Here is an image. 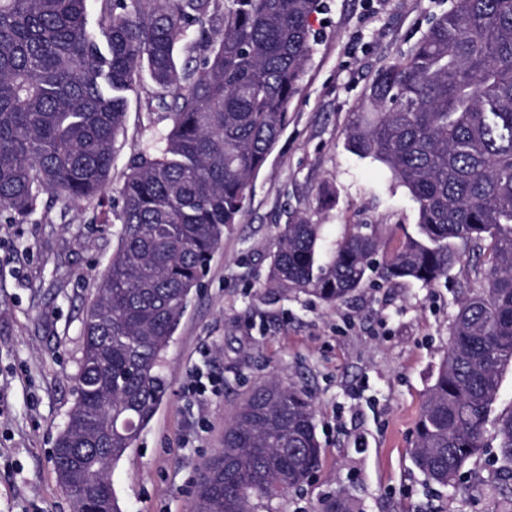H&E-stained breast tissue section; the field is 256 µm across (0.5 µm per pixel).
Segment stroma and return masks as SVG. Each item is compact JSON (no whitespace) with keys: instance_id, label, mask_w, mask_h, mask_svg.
Instances as JSON below:
<instances>
[{"instance_id":"35a3bbf8","label":"stroma","mask_w":512,"mask_h":512,"mask_svg":"<svg viewBox=\"0 0 512 512\" xmlns=\"http://www.w3.org/2000/svg\"><path fill=\"white\" fill-rule=\"evenodd\" d=\"M323 2L286 125L165 354L168 392L112 473L123 512H185L226 423L273 378L311 397L322 448L319 468L274 512H333L340 501L351 512H512L498 462L481 458L452 488L428 482L410 454L457 302L482 276L471 246L458 244L460 261L435 286L377 279L339 305L268 284L278 228L296 218L330 241L371 226L380 260L418 222L408 190L350 152L346 129L378 72L449 2ZM156 92L146 75L130 94L103 194L67 205L45 193L27 223L0 224V512H73L53 450L74 402L83 311L118 246L119 190L160 119L145 109ZM197 369L218 381L216 393L186 392Z\"/></svg>"}]
</instances>
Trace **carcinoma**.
<instances>
[{"label":"carcinoma","instance_id":"1","mask_svg":"<svg viewBox=\"0 0 512 512\" xmlns=\"http://www.w3.org/2000/svg\"><path fill=\"white\" fill-rule=\"evenodd\" d=\"M96 3L89 26V2ZM320 0H0V223L24 224L48 192L65 204L106 188L127 93L148 68L167 124L133 157L119 243L82 318L75 402L54 448L74 512H122L112 472L163 398V360L192 291L286 122ZM199 50L179 65L180 51ZM347 146L409 191L419 236L376 264L357 226L328 245L318 224L280 230L269 282L340 304L370 276L425 287L486 252L458 302L422 406L413 457L454 486L491 450L512 492V407L492 415L512 365V0H451L410 54L384 68ZM311 398L254 388L204 463L187 512H271L321 448Z\"/></svg>","mask_w":512,"mask_h":512}]
</instances>
